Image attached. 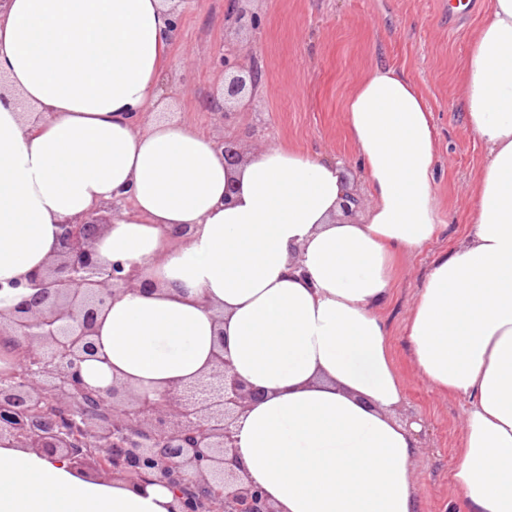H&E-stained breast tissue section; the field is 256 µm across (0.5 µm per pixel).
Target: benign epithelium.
I'll return each instance as SVG.
<instances>
[{"instance_id":"benign-epithelium-1","label":"benign epithelium","mask_w":512,"mask_h":512,"mask_svg":"<svg viewBox=\"0 0 512 512\" xmlns=\"http://www.w3.org/2000/svg\"><path fill=\"white\" fill-rule=\"evenodd\" d=\"M210 64L224 73L220 96L207 101L222 130L233 108L250 103L262 70L230 46ZM214 144L228 162L239 160L235 140L220 133ZM101 228L97 217L62 220L47 269L8 284L16 302L0 311V337L17 339L19 358L0 375V439L63 456L76 471L161 483L175 494L172 512H276L242 464L235 430L265 392L235 374L229 354L216 355L197 381L173 384L161 402L122 385L96 390L84 382L81 363L96 357L98 313L118 292L148 286L136 267L96 258ZM46 403L53 412L42 411Z\"/></svg>"}]
</instances>
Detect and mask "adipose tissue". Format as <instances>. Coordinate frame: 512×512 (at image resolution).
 <instances>
[{"mask_svg": "<svg viewBox=\"0 0 512 512\" xmlns=\"http://www.w3.org/2000/svg\"><path fill=\"white\" fill-rule=\"evenodd\" d=\"M178 2L0 0V309L5 284L54 259L62 219L102 210L98 258L149 287L99 312L88 386L157 399L227 348L265 391L236 435L278 512H418L421 425L396 416L378 310L397 255L441 230L431 111L394 68L354 85L346 126L371 201L341 219L340 161L270 144L230 166L211 135L163 118ZM459 84L487 148L472 228L434 262L405 332L425 381L466 402L456 512H512V0H491ZM173 499L0 441V512H170Z\"/></svg>", "mask_w": 512, "mask_h": 512, "instance_id": "1", "label": "adipose tissue"}]
</instances>
